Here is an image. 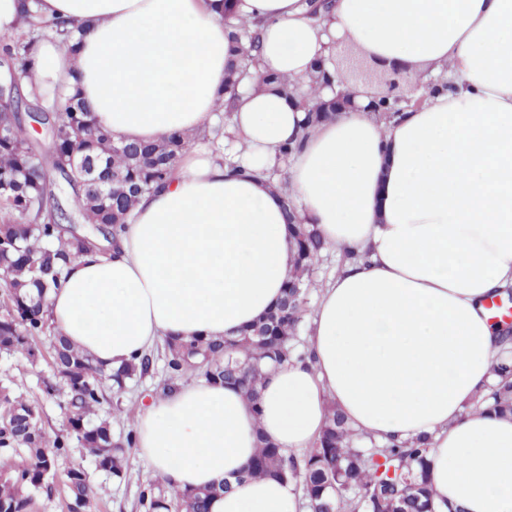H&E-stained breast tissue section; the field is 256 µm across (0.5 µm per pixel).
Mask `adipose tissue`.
I'll return each instance as SVG.
<instances>
[{
    "instance_id": "1",
    "label": "adipose tissue",
    "mask_w": 512,
    "mask_h": 512,
    "mask_svg": "<svg viewBox=\"0 0 512 512\" xmlns=\"http://www.w3.org/2000/svg\"><path fill=\"white\" fill-rule=\"evenodd\" d=\"M262 23L260 64L220 125L230 56L224 0H39L48 20L89 23L76 54L51 36L30 83L78 82L114 138L156 142L206 131L164 189L143 196L110 256L65 266L48 301L58 332L114 368L166 337H233L280 299L295 240L271 173L294 145L289 187L322 239L352 252L320 287L309 356L269 371L259 405L234 385L180 383L136 425L139 455L180 488L227 483L212 512H303L292 482L240 481L258 436L311 447L335 403L361 435L431 441L437 501L512 512V413L475 406L503 345L493 296L512 287V0H236ZM343 44L425 88L381 121L375 90L334 81L351 106L302 134L299 100L270 90Z\"/></svg>"
}]
</instances>
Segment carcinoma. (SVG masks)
Returning <instances> with one entry per match:
<instances>
[{
	"mask_svg": "<svg viewBox=\"0 0 512 512\" xmlns=\"http://www.w3.org/2000/svg\"><path fill=\"white\" fill-rule=\"evenodd\" d=\"M37 0H21L23 28L15 36L0 35V61L26 79L36 64V44L47 31L66 42L78 43L88 29L80 21L47 22L34 8ZM226 17L234 18L233 12ZM236 19V18H234ZM232 54L227 81L219 98L237 95L238 74L257 65L260 54L259 23L242 18L229 24ZM22 98L12 99L0 110V280L6 297L0 300V353L20 354L31 367L42 356L37 339L50 328L46 305L60 286L64 267L73 258L96 249L103 240L114 249L118 233L128 222L140 198L162 189L173 177L193 137L174 133L158 143L116 141L96 121L79 92L57 97L53 121L55 150L41 153L18 117L21 101L38 102L40 94L21 87ZM319 78L310 77L306 128L336 117L319 107ZM87 160L94 175L111 172L108 182L90 184L93 175L72 165ZM285 216L295 222V271L285 288L286 300L266 312L237 338L164 341L166 380L174 382L201 376L244 389L257 402L266 374L264 366L278 364L291 354L290 341L305 312V289L312 267L326 243L314 225L296 223L293 199L284 195ZM82 222L86 233L70 230ZM52 377L44 381L45 393L60 400L65 410V433L47 441L38 427V408L9 388L0 386V455L18 457L22 465L0 478V512H28L31 493L49 494L59 461L72 448L85 449L96 468L121 480L127 456L136 446L135 431L112 440V413L103 409L104 387L122 390L127 381L154 368L152 353L139 362L110 371L58 334L54 336ZM497 382L482 396L494 410L512 413V363L501 361L494 369ZM356 431L331 403L320 436L298 466L264 437L259 453L243 477L302 478L303 491L313 512L326 503L341 509L346 494L356 498L359 512H388L390 502L404 501L413 512H440L428 485L429 440L411 445L392 444L365 452L354 447ZM68 512H93L96 492L82 467L67 473ZM227 486L178 489L170 484H148L139 495L144 512H211L214 499Z\"/></svg>",
	"mask_w": 512,
	"mask_h": 512,
	"instance_id": "obj_1",
	"label": "carcinoma"
}]
</instances>
